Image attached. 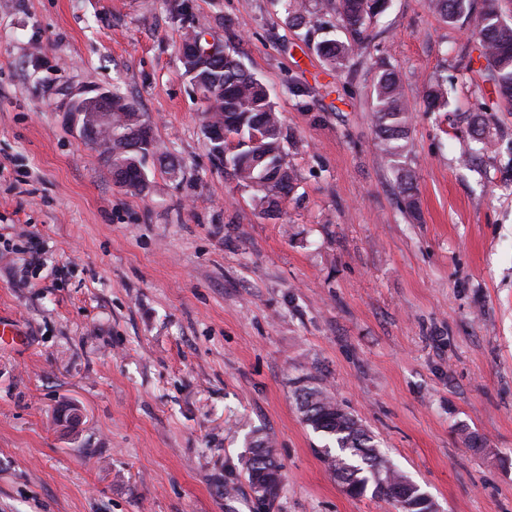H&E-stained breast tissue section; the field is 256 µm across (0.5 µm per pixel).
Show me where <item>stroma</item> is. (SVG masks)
<instances>
[{
  "label": "stroma",
  "mask_w": 512,
  "mask_h": 512,
  "mask_svg": "<svg viewBox=\"0 0 512 512\" xmlns=\"http://www.w3.org/2000/svg\"><path fill=\"white\" fill-rule=\"evenodd\" d=\"M192 29L272 91L297 176L276 215L210 151ZM326 38L349 39L330 8L306 33L276 0H0V320L19 330L0 342V512H394L327 468L308 382L441 512H512V101L474 24L429 0H389L344 72ZM381 62L413 115L411 211L380 153ZM89 88L150 122L144 190L81 137L69 104ZM257 434L282 466L271 502L244 469Z\"/></svg>",
  "instance_id": "obj_1"
}]
</instances>
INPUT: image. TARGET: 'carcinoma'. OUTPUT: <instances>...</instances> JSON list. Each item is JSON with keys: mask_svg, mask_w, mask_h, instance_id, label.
<instances>
[{"mask_svg": "<svg viewBox=\"0 0 512 512\" xmlns=\"http://www.w3.org/2000/svg\"><path fill=\"white\" fill-rule=\"evenodd\" d=\"M282 2L289 25L308 29L315 25L306 0ZM431 2L450 22L469 17L473 10L471 0ZM499 2L482 0L478 13L481 56L500 96L512 99V25L503 19ZM332 4L352 41L326 39L314 48L331 69L342 71L347 68L355 46L361 43L368 21L384 12L388 0H332ZM183 67L191 80L200 78L205 84L224 89V96L205 106L204 114L207 125L224 129V143L233 138L236 144L224 148L216 158L239 185L257 192L256 204L263 212L278 213L284 190L294 189L295 174L285 161L282 121L268 89L227 50L223 58L197 72L191 61L183 63ZM425 100L430 107L447 106L448 88L441 83L428 85ZM373 112L384 158L389 163H400L409 151L411 116L399 76L385 66L379 68L374 85ZM138 119L135 106L124 95L112 92V125L106 130L103 144L107 149L101 156L112 170L129 171L131 179L127 187L141 191L147 185L144 162L148 155L156 152V146L149 130L136 139L128 138V131L138 125ZM399 184L406 207L414 208L410 171L399 169ZM298 405L302 420L313 431L335 441V449H325V461L349 494L358 497L371 488L374 495L399 508L394 485L408 477L388 465L359 419L319 385L300 386ZM272 450L273 441L269 436H256L245 460L249 485L263 502L274 499L279 491V486L267 485L263 479L264 470L278 467Z\"/></svg>", "mask_w": 512, "mask_h": 512, "instance_id": "1", "label": "carcinoma"}]
</instances>
